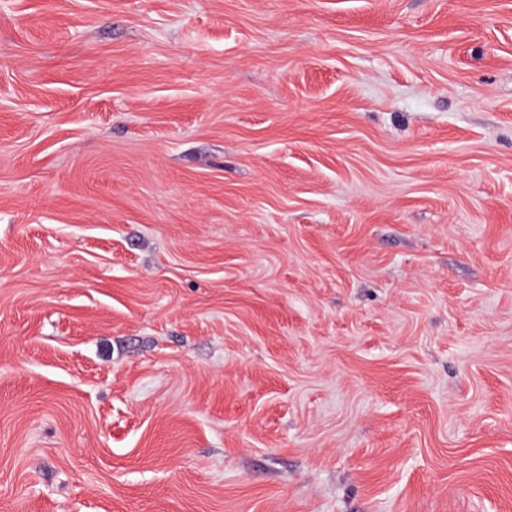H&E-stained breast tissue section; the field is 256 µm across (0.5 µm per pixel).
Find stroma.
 Returning <instances> with one entry per match:
<instances>
[{"label": "stroma", "mask_w": 512, "mask_h": 512, "mask_svg": "<svg viewBox=\"0 0 512 512\" xmlns=\"http://www.w3.org/2000/svg\"><path fill=\"white\" fill-rule=\"evenodd\" d=\"M0 512H512V0H0Z\"/></svg>", "instance_id": "stroma-1"}]
</instances>
